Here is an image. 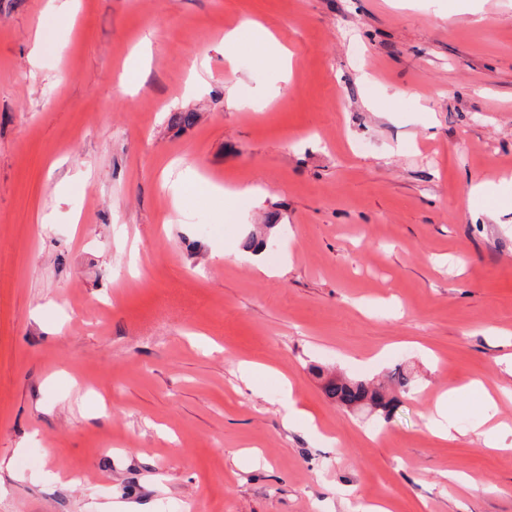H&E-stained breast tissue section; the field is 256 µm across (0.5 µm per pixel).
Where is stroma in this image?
I'll return each instance as SVG.
<instances>
[{"label":"stroma","instance_id":"obj_1","mask_svg":"<svg viewBox=\"0 0 512 512\" xmlns=\"http://www.w3.org/2000/svg\"><path fill=\"white\" fill-rule=\"evenodd\" d=\"M64 2L0 0V512H512V0ZM318 376L322 379V390L328 398L347 408L354 407L357 403L367 401L377 411H380L385 419H389L400 402L395 396H391L384 385L370 386L365 380H358L347 376L334 374L323 377V371L318 369Z\"/></svg>","mask_w":512,"mask_h":512}]
</instances>
